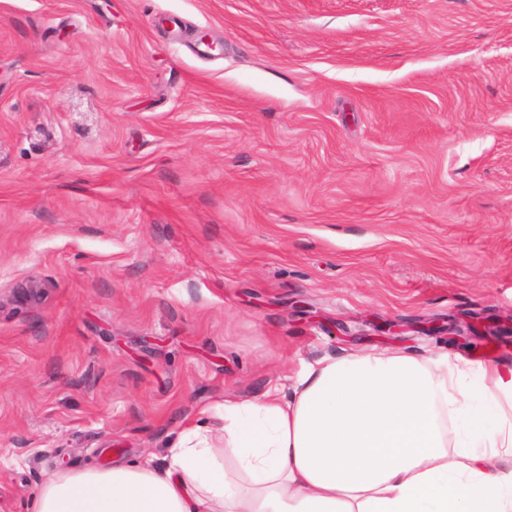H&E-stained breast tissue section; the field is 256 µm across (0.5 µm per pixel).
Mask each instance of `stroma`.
<instances>
[{
  "instance_id": "1",
  "label": "stroma",
  "mask_w": 512,
  "mask_h": 512,
  "mask_svg": "<svg viewBox=\"0 0 512 512\" xmlns=\"http://www.w3.org/2000/svg\"><path fill=\"white\" fill-rule=\"evenodd\" d=\"M475 318L512 326V0H0V512L325 358L512 365L438 331Z\"/></svg>"
}]
</instances>
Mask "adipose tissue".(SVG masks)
Segmentation results:
<instances>
[{"mask_svg":"<svg viewBox=\"0 0 512 512\" xmlns=\"http://www.w3.org/2000/svg\"><path fill=\"white\" fill-rule=\"evenodd\" d=\"M461 408L464 431L449 436ZM219 419L190 426L167 468L54 475L28 512H512V367L352 353ZM228 453L248 485L225 471Z\"/></svg>","mask_w":512,"mask_h":512,"instance_id":"1","label":"adipose tissue"}]
</instances>
